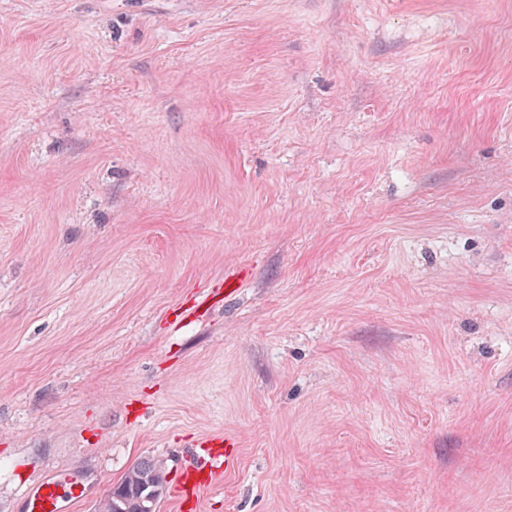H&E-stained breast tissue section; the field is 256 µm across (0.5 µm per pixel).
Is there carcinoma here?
Segmentation results:
<instances>
[{"label": "carcinoma", "instance_id": "1", "mask_svg": "<svg viewBox=\"0 0 512 512\" xmlns=\"http://www.w3.org/2000/svg\"><path fill=\"white\" fill-rule=\"evenodd\" d=\"M164 476L160 463L152 458L138 460L113 487L100 512H143L147 498L163 491Z\"/></svg>", "mask_w": 512, "mask_h": 512}]
</instances>
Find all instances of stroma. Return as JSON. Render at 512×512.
<instances>
[{
	"instance_id": "stroma-1",
	"label": "stroma",
	"mask_w": 512,
	"mask_h": 512,
	"mask_svg": "<svg viewBox=\"0 0 512 512\" xmlns=\"http://www.w3.org/2000/svg\"><path fill=\"white\" fill-rule=\"evenodd\" d=\"M224 432L198 512H512V0H0V512ZM82 482L74 469H68L49 478L26 486L21 492L24 512H62L66 500L83 495Z\"/></svg>"
}]
</instances>
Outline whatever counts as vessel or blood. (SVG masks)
<instances>
[{
	"label": "vessel or blood",
	"mask_w": 512,
	"mask_h": 512,
	"mask_svg": "<svg viewBox=\"0 0 512 512\" xmlns=\"http://www.w3.org/2000/svg\"><path fill=\"white\" fill-rule=\"evenodd\" d=\"M194 465L183 470L175 486L174 497L180 505H197L201 494L223 482L233 464L237 447L228 436L213 434L198 443ZM81 482L69 469L26 486L21 493L24 512H63V504L82 496Z\"/></svg>",
	"instance_id": "vessel-or-blood-1"
}]
</instances>
